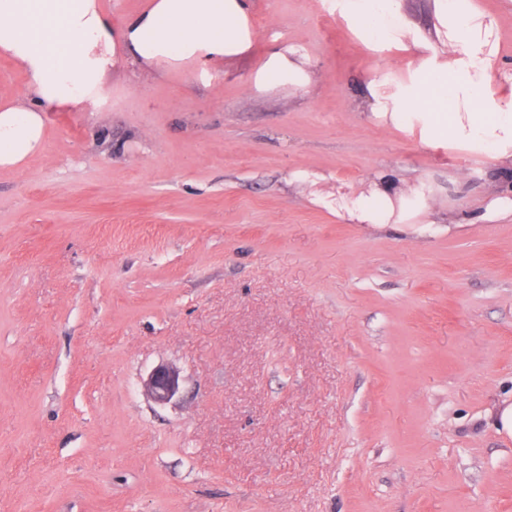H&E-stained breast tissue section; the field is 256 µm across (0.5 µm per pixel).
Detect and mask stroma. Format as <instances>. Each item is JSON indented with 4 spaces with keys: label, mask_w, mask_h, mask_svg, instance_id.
<instances>
[{
    "label": "stroma",
    "mask_w": 512,
    "mask_h": 512,
    "mask_svg": "<svg viewBox=\"0 0 512 512\" xmlns=\"http://www.w3.org/2000/svg\"><path fill=\"white\" fill-rule=\"evenodd\" d=\"M474 3L497 85L512 0ZM402 11L400 49L252 0L247 54L123 61L0 170V512H512V220L482 217L512 169L373 116L370 78L443 58L432 0ZM288 48L307 84L257 88ZM379 174L425 223L340 212ZM142 385L150 400L155 404L165 405L179 393L180 373L174 366L162 363L150 371Z\"/></svg>",
    "instance_id": "35a3bbf8"
}]
</instances>
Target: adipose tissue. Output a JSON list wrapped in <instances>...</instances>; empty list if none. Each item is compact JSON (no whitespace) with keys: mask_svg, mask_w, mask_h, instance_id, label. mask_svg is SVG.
<instances>
[{"mask_svg":"<svg viewBox=\"0 0 512 512\" xmlns=\"http://www.w3.org/2000/svg\"><path fill=\"white\" fill-rule=\"evenodd\" d=\"M339 12L362 20L374 39L401 40V0H336ZM250 0H151L146 10L113 26L98 0H0V54L13 59L28 83L23 98L0 103V170L39 153L45 115L102 104L105 77L120 60L148 71L205 65L246 53L252 43ZM447 57L417 71L406 98L379 78L367 84L375 117L418 128L422 142L512 160V79L492 91L487 34L471 0H434ZM420 189L376 182L370 195L342 208L364 224H404Z\"/></svg>","mask_w":512,"mask_h":512,"instance_id":"ef3b65f1","label":"adipose tissue"}]
</instances>
